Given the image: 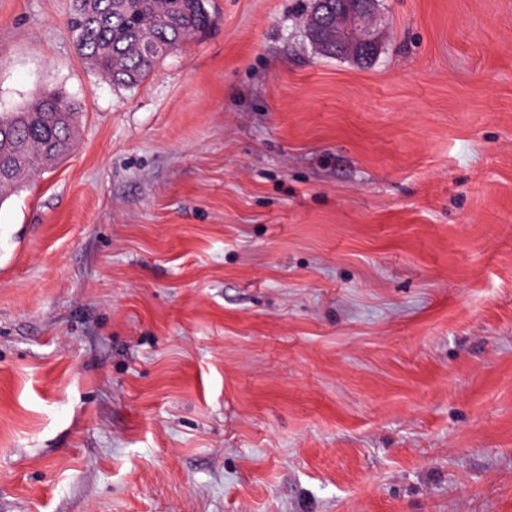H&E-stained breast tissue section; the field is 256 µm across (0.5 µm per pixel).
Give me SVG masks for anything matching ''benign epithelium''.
<instances>
[{
  "mask_svg": "<svg viewBox=\"0 0 512 512\" xmlns=\"http://www.w3.org/2000/svg\"><path fill=\"white\" fill-rule=\"evenodd\" d=\"M379 0H312L315 21L306 29L307 37L322 54L329 45L335 56L356 64L374 60L380 43L375 28Z\"/></svg>",
  "mask_w": 512,
  "mask_h": 512,
  "instance_id": "obj_1",
  "label": "benign epithelium"
}]
</instances>
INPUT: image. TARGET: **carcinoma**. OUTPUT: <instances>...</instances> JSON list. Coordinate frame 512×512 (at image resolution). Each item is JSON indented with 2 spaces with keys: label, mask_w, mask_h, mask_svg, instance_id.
<instances>
[{
  "label": "carcinoma",
  "mask_w": 512,
  "mask_h": 512,
  "mask_svg": "<svg viewBox=\"0 0 512 512\" xmlns=\"http://www.w3.org/2000/svg\"><path fill=\"white\" fill-rule=\"evenodd\" d=\"M68 28L80 58L114 86L139 85L171 51L205 32L210 0H72ZM77 112L44 92L0 113V194L19 186L72 147Z\"/></svg>",
  "instance_id": "1"
}]
</instances>
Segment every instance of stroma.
<instances>
[{
    "label": "stroma",
    "mask_w": 512,
    "mask_h": 512,
    "mask_svg": "<svg viewBox=\"0 0 512 512\" xmlns=\"http://www.w3.org/2000/svg\"><path fill=\"white\" fill-rule=\"evenodd\" d=\"M0 0V113L71 150L0 203V512H512V0H213L134 88ZM379 0H312L315 21L306 29L313 46L326 54L335 45V56L356 64L371 63L380 43L375 28ZM307 22L312 20V13Z\"/></svg>",
    "instance_id": "1"
}]
</instances>
